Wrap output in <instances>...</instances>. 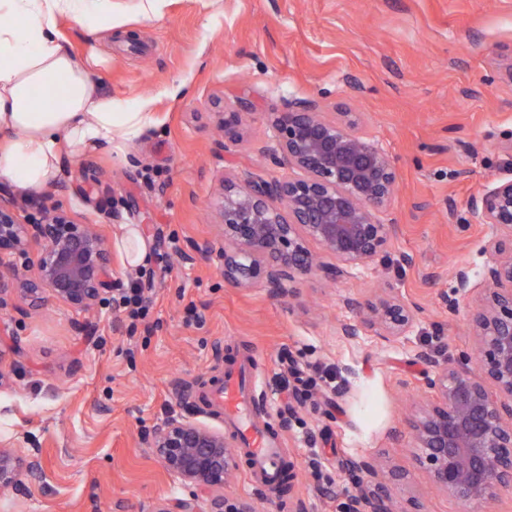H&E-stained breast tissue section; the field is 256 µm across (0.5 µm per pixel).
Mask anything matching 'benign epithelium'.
Segmentation results:
<instances>
[{
  "mask_svg": "<svg viewBox=\"0 0 512 512\" xmlns=\"http://www.w3.org/2000/svg\"><path fill=\"white\" fill-rule=\"evenodd\" d=\"M241 120L240 112L222 113L224 136L233 137ZM268 122L272 136L264 158L303 176H255L243 185L224 180L219 207L227 243L219 251L224 279L286 293L298 275L319 271L338 280L382 255L395 229L378 218L397 184L389 155L356 132L352 113L330 116L313 100H290L284 111L270 113ZM470 209L477 223L493 228L482 246L490 257L483 272L488 288L469 315L476 365L469 366L467 356L440 361L418 352L434 400L410 422V430L430 484L481 512L501 491L512 490V178L474 199ZM38 211L37 220H28L24 206L0 190V311L17 292L33 304L48 292L79 310L105 302L112 267L102 237L65 210L43 204ZM309 241L334 262L318 261ZM33 242L40 250L32 276L6 278L15 259L28 258ZM350 307L359 323L342 327L349 338L362 328L398 338L415 320L413 305L392 288ZM151 448L189 489L188 497L161 503L154 512H253L249 502L224 495L237 459L223 433L170 416L154 429ZM39 470L37 461L1 448L0 492L16 487L22 473L34 476ZM346 470L361 488L347 512H393L389 484L395 474L365 458L349 459Z\"/></svg>",
  "mask_w": 512,
  "mask_h": 512,
  "instance_id": "benign-epithelium-1",
  "label": "benign epithelium"
}]
</instances>
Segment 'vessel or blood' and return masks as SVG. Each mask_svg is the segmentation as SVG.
Instances as JSON below:
<instances>
[{"instance_id":"1","label":"vessel or blood","mask_w":512,"mask_h":512,"mask_svg":"<svg viewBox=\"0 0 512 512\" xmlns=\"http://www.w3.org/2000/svg\"><path fill=\"white\" fill-rule=\"evenodd\" d=\"M247 368L244 362L223 364L216 376L205 381L202 399L229 428L252 481L274 490L283 483L282 444L269 424L258 420V390L246 387Z\"/></svg>"}]
</instances>
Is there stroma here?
I'll return each mask as SVG.
<instances>
[{
    "label": "stroma",
    "instance_id": "obj_1",
    "mask_svg": "<svg viewBox=\"0 0 512 512\" xmlns=\"http://www.w3.org/2000/svg\"><path fill=\"white\" fill-rule=\"evenodd\" d=\"M143 4L99 0L116 27L61 18L56 30L104 93L143 106L153 124L125 153L90 152L56 185L16 197L96 225L108 244L118 225L139 224L153 249L167 251L172 235L178 248L167 251L134 339L106 304L82 311L48 295L0 311L15 340L0 357L10 375L0 442L44 468L1 492L0 512H152L187 497L154 457L152 431L174 414L221 430L195 392L224 358L246 356L295 477L282 498L241 465L227 497L258 512H295L300 502L306 512H346L357 491L346 462L366 457L402 473L392 488L398 512L412 499L423 512H468L428 487L405 419L432 398L419 350L453 360L474 352L468 314L485 286L481 248L493 228L475 223L469 205L512 171V83L503 78L512 0H156L149 13ZM291 98L357 113L360 133L395 164L397 191L380 218L397 231L384 258L344 278L301 276L285 294L241 288L216 256L223 178L287 176L259 151L268 113ZM239 107L238 138H220L218 112ZM461 266L471 287L452 315L445 298ZM383 288L415 305L410 332L342 336L354 319L347 300ZM190 306L201 327L185 325ZM317 365L335 372V390L277 393L287 368L306 375Z\"/></svg>",
    "mask_w": 512,
    "mask_h": 512
}]
</instances>
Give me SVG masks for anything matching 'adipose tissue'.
<instances>
[{
	"mask_svg": "<svg viewBox=\"0 0 512 512\" xmlns=\"http://www.w3.org/2000/svg\"><path fill=\"white\" fill-rule=\"evenodd\" d=\"M89 0H0V180L39 191L87 151L124 152L151 123L102 93L54 23L86 17Z\"/></svg>",
	"mask_w": 512,
	"mask_h": 512,
	"instance_id": "1",
	"label": "adipose tissue"
}]
</instances>
